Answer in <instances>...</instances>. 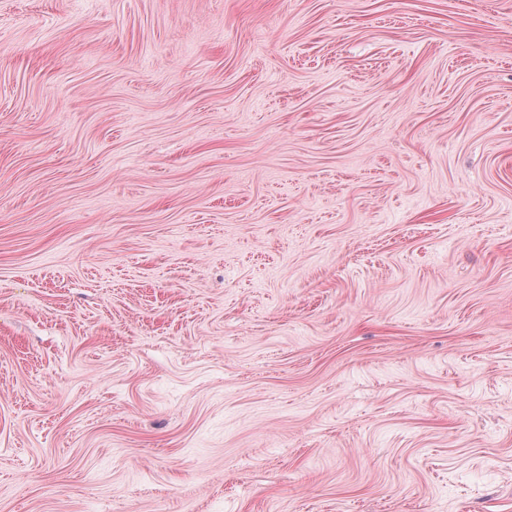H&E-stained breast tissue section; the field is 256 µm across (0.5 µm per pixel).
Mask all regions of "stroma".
<instances>
[{
    "label": "stroma",
    "mask_w": 512,
    "mask_h": 512,
    "mask_svg": "<svg viewBox=\"0 0 512 512\" xmlns=\"http://www.w3.org/2000/svg\"><path fill=\"white\" fill-rule=\"evenodd\" d=\"M0 512H512V0H0Z\"/></svg>",
    "instance_id": "obj_1"
}]
</instances>
